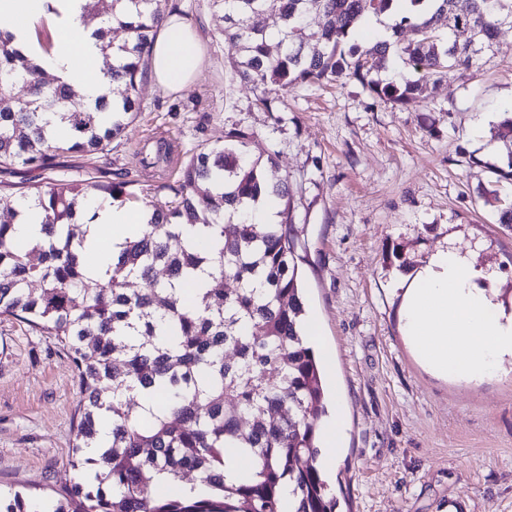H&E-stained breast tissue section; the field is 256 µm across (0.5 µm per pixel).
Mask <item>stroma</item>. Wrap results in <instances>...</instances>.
<instances>
[{
  "label": "stroma",
  "instance_id": "stroma-1",
  "mask_svg": "<svg viewBox=\"0 0 512 512\" xmlns=\"http://www.w3.org/2000/svg\"><path fill=\"white\" fill-rule=\"evenodd\" d=\"M196 27L200 76L168 93L151 77L129 128L94 156L60 153L53 172L0 168V223L47 177L122 185L127 195L167 205L179 168L232 129L255 135L269 181L287 180L297 199L294 235L309 313L319 323L331 388L341 393L344 449L328 466L339 512H512V359L476 380L440 376L413 356L399 322L400 278L438 247L470 252L491 272L488 290L512 299V225L498 221L483 191L512 197L494 172L507 155L493 139L498 113L512 110V28L498 50L451 86L400 106L354 80L301 84L274 111L257 89L232 79L237 50L224 38L212 0H159ZM161 176L147 163L157 144ZM79 389L60 342L0 316V490L54 499L69 467Z\"/></svg>",
  "mask_w": 512,
  "mask_h": 512
}]
</instances>
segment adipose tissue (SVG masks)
<instances>
[{
    "label": "adipose tissue",
    "mask_w": 512,
    "mask_h": 512,
    "mask_svg": "<svg viewBox=\"0 0 512 512\" xmlns=\"http://www.w3.org/2000/svg\"><path fill=\"white\" fill-rule=\"evenodd\" d=\"M84 0H0V30L34 56L45 71L60 81L77 84L87 100L106 92L99 43L81 22ZM48 24L53 47L42 51L36 29ZM198 36L176 13L164 15L149 62L151 76L161 89L176 93L194 82L201 71ZM96 213L86 241L95 272H104L114 252L135 235L144 222L140 209L93 201ZM489 275L459 251L441 247L422 267L405 278L400 321L416 359L439 374L479 379L489 376L499 359L512 355V314L494 303L482 283Z\"/></svg>",
    "instance_id": "adipose-tissue-1"
}]
</instances>
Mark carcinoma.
<instances>
[{"instance_id":"obj_1","label":"carcinoma","mask_w":512,"mask_h":512,"mask_svg":"<svg viewBox=\"0 0 512 512\" xmlns=\"http://www.w3.org/2000/svg\"><path fill=\"white\" fill-rule=\"evenodd\" d=\"M395 0H214L224 37L239 49L234 77L261 89L268 112L276 94L302 83L353 78L369 93L406 103L467 68L512 27V0H409L388 29L392 40L363 49L352 32ZM320 18L307 25L310 14ZM272 18L281 51L252 19ZM83 20L102 40L112 95L85 102L66 83L47 85L36 59L0 32V79L28 85L24 99L0 88V167H53L59 151L96 154L140 110L139 85L162 14L157 0H85ZM128 38L116 43L114 27ZM466 31L461 43L456 33ZM399 55L415 79H383ZM54 116L69 130L46 134ZM495 137L511 146L499 178L512 181V117ZM253 133L234 129L179 170L175 199L152 208L139 234L122 244L104 275L92 277L83 251L87 200L118 198L123 187L51 179L33 187L43 238L26 254L14 224H0V315L56 336L80 387L75 458L59 481L54 512H336V495L317 466L323 416L321 366L304 339L305 298L292 234L294 195L250 157ZM282 201L279 222L260 224L252 205L266 189ZM230 280L233 288L224 287ZM140 287L133 290L129 284ZM37 283L39 287L31 288ZM168 394L160 415L141 398ZM112 439L98 447V425ZM253 461L250 475L226 474V449ZM195 474L202 494L161 498L156 480ZM0 512H28L24 497L0 493Z\"/></svg>"}]
</instances>
